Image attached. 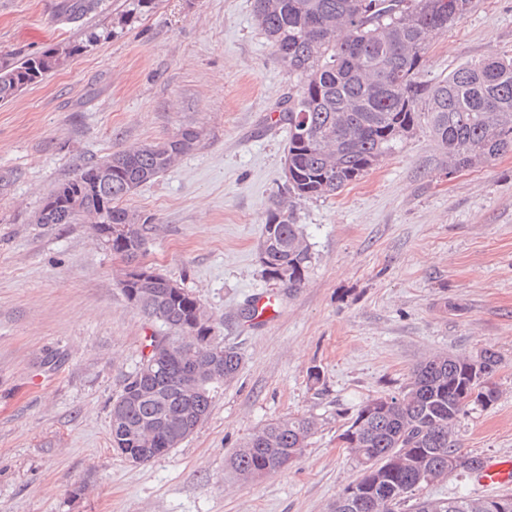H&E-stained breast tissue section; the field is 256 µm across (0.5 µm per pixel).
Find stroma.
I'll use <instances>...</instances> for the list:
<instances>
[{
  "label": "stroma",
  "mask_w": 512,
  "mask_h": 512,
  "mask_svg": "<svg viewBox=\"0 0 512 512\" xmlns=\"http://www.w3.org/2000/svg\"><path fill=\"white\" fill-rule=\"evenodd\" d=\"M62 4L0 0V54L81 40L123 0L74 21ZM495 54L512 56V0H472L431 39L424 77ZM293 83L254 0H157L0 104V512H329L358 475L337 440L347 419L436 352L498 353L499 401L458 429L464 451L512 457V153L451 175L423 129L338 194L300 202L314 259L290 292L263 278L258 248L286 195L275 106ZM185 128L194 150L124 205L153 222L144 261L201 300L242 364L192 436L132 464L110 446L112 403L162 328L128 303L125 263L90 224L36 216L85 162ZM262 293L280 307L257 324L246 313ZM51 354L62 364L48 371ZM297 414L318 421L302 456L238 480L230 455Z\"/></svg>",
  "instance_id": "1"
}]
</instances>
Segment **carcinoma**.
<instances>
[{
    "mask_svg": "<svg viewBox=\"0 0 512 512\" xmlns=\"http://www.w3.org/2000/svg\"><path fill=\"white\" fill-rule=\"evenodd\" d=\"M156 0H124L112 17L123 27L151 12ZM471 0H255L259 28L295 85L278 103L288 124V198L269 211L259 258L269 281L301 287L312 252L296 217L306 199L336 195L345 186L391 157L418 128L428 130L446 158L448 171L482 168L512 153V58L487 56L467 62L447 77L423 79L431 35L445 33L470 9ZM94 0H69L68 19L77 20ZM112 31H90L76 43L55 45L22 57L0 55V102L60 70L88 45ZM198 133L184 129L164 141L142 144L89 162L60 183L44 200L38 224L122 227L112 254L128 261L146 251L151 219L122 203L139 186L158 178L191 151ZM112 169V184L97 186L100 169ZM135 304L151 321L174 331L185 344L186 359L168 360L161 371L129 376L118 399L123 421L110 424L114 448H136L140 429L153 424L159 434L187 419L201 424L211 411L213 391L234 378L241 356L224 348L219 373L208 369L215 343L212 316L190 291L173 296L168 279L137 285ZM496 352L433 354L412 372L400 390L367 401L339 437L348 440L358 476L336 498L333 512H512V491L492 497L456 495L430 499L420 491L455 473L473 474L483 458L462 450L457 425L477 407L493 406L500 390L493 375ZM194 367L201 384L192 404L184 401V372ZM317 429L312 416L292 415L253 433L230 459L244 480L289 468Z\"/></svg>",
    "mask_w": 512,
    "mask_h": 512,
    "instance_id": "obj_1",
    "label": "carcinoma"
}]
</instances>
